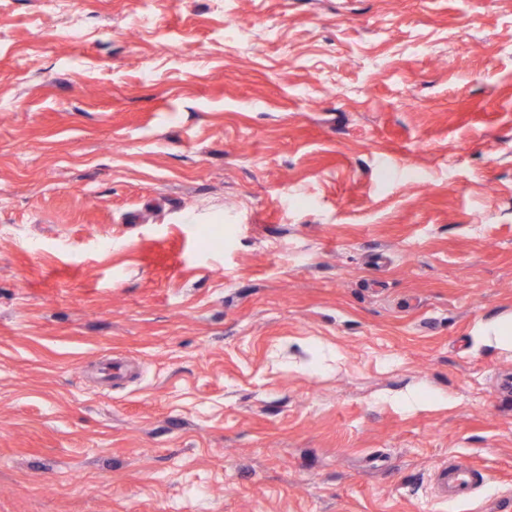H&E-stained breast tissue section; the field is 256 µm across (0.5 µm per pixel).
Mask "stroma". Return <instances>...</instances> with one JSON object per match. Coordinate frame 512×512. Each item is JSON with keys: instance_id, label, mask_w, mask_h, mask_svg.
Masks as SVG:
<instances>
[{"instance_id": "obj_1", "label": "stroma", "mask_w": 512, "mask_h": 512, "mask_svg": "<svg viewBox=\"0 0 512 512\" xmlns=\"http://www.w3.org/2000/svg\"><path fill=\"white\" fill-rule=\"evenodd\" d=\"M137 7L0 0V512H512V0ZM477 333V340L486 346L512 350V319L510 317L490 319L481 324ZM489 478L476 464L456 457L439 468L438 498L441 501L467 500L486 486Z\"/></svg>"}]
</instances>
